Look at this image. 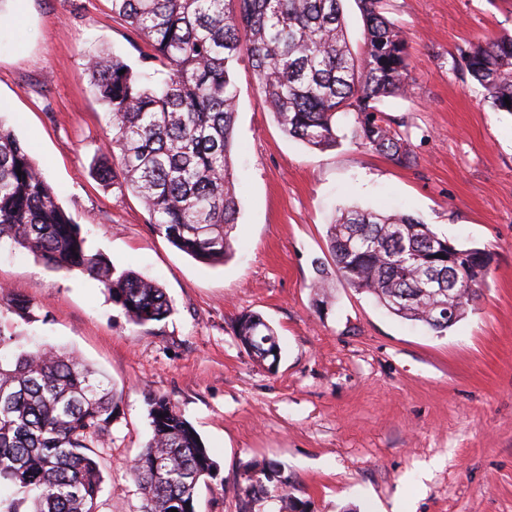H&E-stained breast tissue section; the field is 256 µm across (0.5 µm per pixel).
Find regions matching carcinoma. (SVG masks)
I'll return each instance as SVG.
<instances>
[{
  "mask_svg": "<svg viewBox=\"0 0 512 512\" xmlns=\"http://www.w3.org/2000/svg\"><path fill=\"white\" fill-rule=\"evenodd\" d=\"M342 0H112V13L142 38V59L165 78L103 54L87 64L108 116L98 178L139 198L158 233L180 251L222 264L234 251L240 210L232 169L241 53L252 61L269 112L288 137L325 150L351 143L409 166L414 155L379 109L409 92L408 36L388 17L387 0H356L363 47L348 45ZM458 65L485 90L494 112L512 114V34L477 41ZM22 175H17V172ZM336 274L372 295L391 314L443 336L478 297L448 302V239L410 214L358 206L339 209L328 225ZM26 249L55 272L98 280L136 325L166 319L165 289L133 270L117 271L91 252L60 206L27 147L0 123V241ZM472 265L475 285L487 268L481 248H455ZM12 313L35 319L33 306L12 299ZM234 336L260 364L280 352L275 328L253 311L238 315ZM119 397L78 355L53 346L18 351L0 328V512H99L104 449L112 444ZM152 436L128 473L140 512H195L199 484L215 476L193 425L164 396L149 402ZM293 482L280 487L242 479L237 512L309 510Z\"/></svg>",
  "mask_w": 512,
  "mask_h": 512,
  "instance_id": "1",
  "label": "carcinoma"
}]
</instances>
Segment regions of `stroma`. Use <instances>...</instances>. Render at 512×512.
Masks as SVG:
<instances>
[{
	"label": "stroma",
	"instance_id": "35a3bbf8",
	"mask_svg": "<svg viewBox=\"0 0 512 512\" xmlns=\"http://www.w3.org/2000/svg\"><path fill=\"white\" fill-rule=\"evenodd\" d=\"M391 5L409 34L412 90L381 109L414 163L287 137L240 56L235 250L208 265L93 173L108 118L88 58L106 51L157 70L111 0H0V15H24L0 25V124L30 148L87 247L157 280L173 306L134 325L97 281L0 244V321L18 348L75 352L122 396L100 512H139L127 466L151 436L156 395L194 425L217 466L196 512H236L241 473L269 462L287 467L313 512H512V115L490 111L483 88L453 66L471 43L512 33V0ZM345 205L410 213L459 247L489 251L479 297L446 335L337 278L327 229ZM15 297L36 321L12 314ZM244 311L277 330L275 369L234 336Z\"/></svg>",
	"mask_w": 512,
	"mask_h": 512
}]
</instances>
